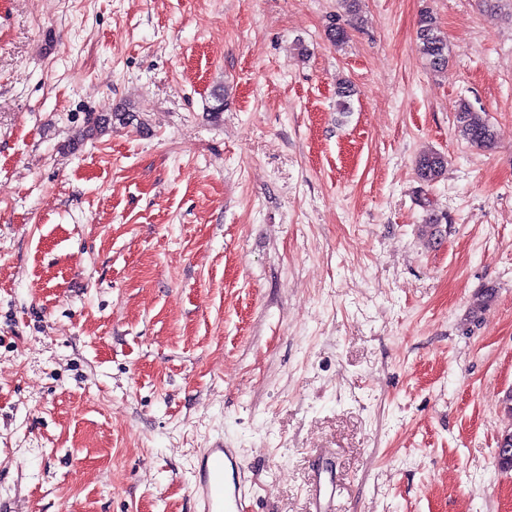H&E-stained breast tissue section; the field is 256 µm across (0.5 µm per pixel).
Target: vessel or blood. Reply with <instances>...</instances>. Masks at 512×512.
<instances>
[{"label":"vessel or blood","mask_w":512,"mask_h":512,"mask_svg":"<svg viewBox=\"0 0 512 512\" xmlns=\"http://www.w3.org/2000/svg\"><path fill=\"white\" fill-rule=\"evenodd\" d=\"M245 463L235 449L215 440L194 472L192 493L199 512H250L243 488Z\"/></svg>","instance_id":"vessel-or-blood-1"}]
</instances>
